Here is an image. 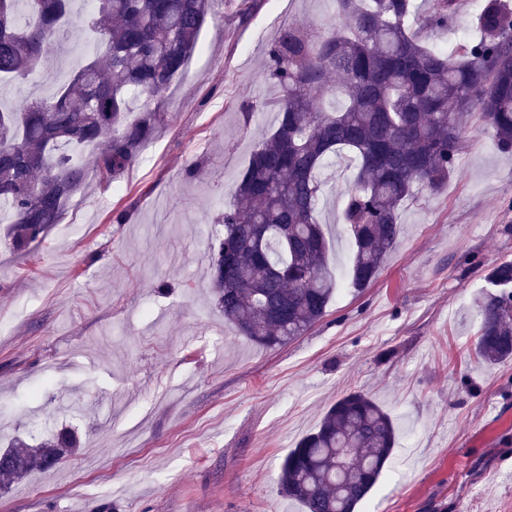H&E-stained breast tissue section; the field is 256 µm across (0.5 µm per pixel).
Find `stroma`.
<instances>
[{"mask_svg":"<svg viewBox=\"0 0 512 512\" xmlns=\"http://www.w3.org/2000/svg\"><path fill=\"white\" fill-rule=\"evenodd\" d=\"M236 4L214 0L198 51L155 102L160 131L119 182L88 179L28 253L0 224V447L53 429L80 441L0 491V512H303L278 490L280 464L353 390L397 429L357 512H512V363L473 354L485 270L512 260V152L467 113L455 172L402 206L377 281L342 289L286 345L251 342L210 291L208 239L276 125L247 107L277 95L264 71L280 21L319 29L335 3L264 0L243 26ZM353 175L342 162L323 172L341 280ZM116 207L127 223H112Z\"/></svg>","mask_w":512,"mask_h":512,"instance_id":"35a3bbf8","label":"stroma"}]
</instances>
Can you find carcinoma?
I'll use <instances>...</instances> for the list:
<instances>
[{"instance_id":"cac0c4a2","label":"carcinoma","mask_w":512,"mask_h":512,"mask_svg":"<svg viewBox=\"0 0 512 512\" xmlns=\"http://www.w3.org/2000/svg\"><path fill=\"white\" fill-rule=\"evenodd\" d=\"M455 0H336V23L318 32L288 26L268 49L266 76L278 96L257 105L276 112L221 210L209 243L208 274L224 320L249 340L276 347L327 314L342 289L328 265L319 219L321 172L331 157L355 169L342 223L353 245L347 285L378 278L398 240L399 210L419 191L437 193L464 149L463 114L479 112L512 150V9L480 0L476 32L449 49L417 34L448 26ZM6 0L0 9V81L38 72L50 43L70 28L96 36L94 57L48 96L18 110L0 107V210L13 245L39 243L58 223L89 171L117 182L164 122L150 106L195 52L210 0ZM261 0H238L247 23ZM329 98L342 100L329 110ZM144 101L129 119V104ZM100 146L92 166L68 147ZM490 290L476 301L474 353L485 364L512 361V261L493 264ZM396 445L393 418L361 391L338 399L317 429L284 458L280 493L305 512H355ZM77 448L61 432L33 447L0 449V490L47 470Z\"/></svg>"}]
</instances>
